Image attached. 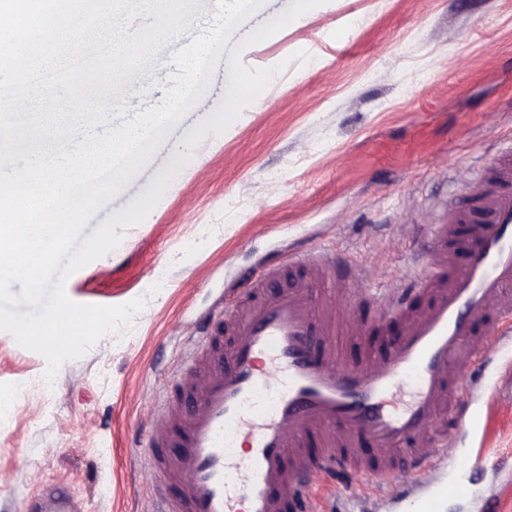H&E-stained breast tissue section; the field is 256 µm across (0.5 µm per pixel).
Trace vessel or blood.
Segmentation results:
<instances>
[{
	"instance_id": "vessel-or-blood-1",
	"label": "vessel or blood",
	"mask_w": 512,
	"mask_h": 512,
	"mask_svg": "<svg viewBox=\"0 0 512 512\" xmlns=\"http://www.w3.org/2000/svg\"><path fill=\"white\" fill-rule=\"evenodd\" d=\"M458 224L470 227L459 250ZM425 253L422 276L362 291L370 341L354 362L343 324L310 296L316 283L328 300L353 286L354 267L318 248L267 263L203 319L196 371L168 398L165 430L147 431L134 450L155 471L164 512H320L312 492L337 475L351 512H382L398 470L413 512H440L464 494L443 477L441 445L470 428L463 397L488 416L500 409L470 374L512 352V149L484 169L476 194L448 202ZM285 263L303 274L281 291ZM33 508L80 512L60 488Z\"/></svg>"
}]
</instances>
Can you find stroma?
<instances>
[{"label": "stroma", "mask_w": 512, "mask_h": 512, "mask_svg": "<svg viewBox=\"0 0 512 512\" xmlns=\"http://www.w3.org/2000/svg\"><path fill=\"white\" fill-rule=\"evenodd\" d=\"M292 0H263L232 34L242 61L279 72L223 131L208 134L142 222L65 284L79 304L147 303L131 325L65 363L0 331V512H28L63 485L84 512H151L154 475L131 447L161 419L186 368L187 332L271 254L299 244L347 253L366 287L410 273L415 237L435 223L456 181L473 183L512 143V0H326L258 45L244 38ZM197 0L191 26L106 101L111 125L160 104L171 59L213 22ZM306 52L308 61L297 60ZM228 60L150 162L83 229L91 236L185 153L188 133L222 102ZM124 112H116V105ZM504 404L485 458V428L448 442L471 491L443 512H475L493 484L512 512V378L487 366Z\"/></svg>", "instance_id": "35a3bbf8"}]
</instances>
